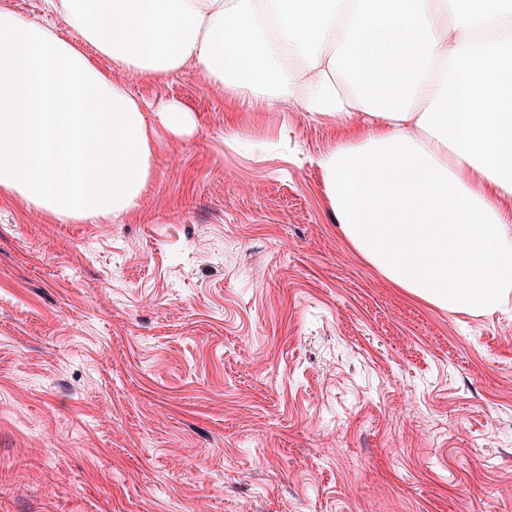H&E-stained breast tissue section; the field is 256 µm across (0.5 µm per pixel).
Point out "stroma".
Instances as JSON below:
<instances>
[{
    "label": "stroma",
    "mask_w": 512,
    "mask_h": 512,
    "mask_svg": "<svg viewBox=\"0 0 512 512\" xmlns=\"http://www.w3.org/2000/svg\"><path fill=\"white\" fill-rule=\"evenodd\" d=\"M134 209L0 204V512H512V293L450 312L342 236V138L192 69Z\"/></svg>",
    "instance_id": "stroma-1"
}]
</instances>
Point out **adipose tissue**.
<instances>
[{
    "label": "adipose tissue",
    "instance_id": "obj_1",
    "mask_svg": "<svg viewBox=\"0 0 512 512\" xmlns=\"http://www.w3.org/2000/svg\"><path fill=\"white\" fill-rule=\"evenodd\" d=\"M77 32L0 0V202L58 221L131 212L157 128L193 119L112 75L192 68L226 98L336 121L315 160L344 237L390 284L490 312L512 290V0H48ZM108 58L111 69L99 58Z\"/></svg>",
    "mask_w": 512,
    "mask_h": 512
}]
</instances>
